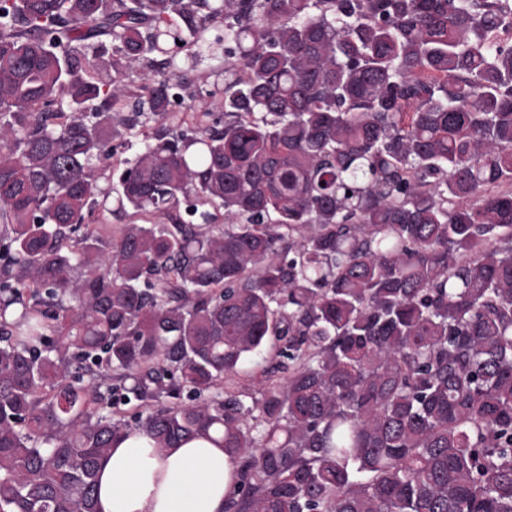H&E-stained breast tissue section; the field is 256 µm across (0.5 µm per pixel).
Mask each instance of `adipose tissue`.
<instances>
[{
	"label": "adipose tissue",
	"mask_w": 512,
	"mask_h": 512,
	"mask_svg": "<svg viewBox=\"0 0 512 512\" xmlns=\"http://www.w3.org/2000/svg\"><path fill=\"white\" fill-rule=\"evenodd\" d=\"M234 470L223 446L197 437L158 451L146 434L113 442L97 475L98 512H224Z\"/></svg>",
	"instance_id": "obj_1"
}]
</instances>
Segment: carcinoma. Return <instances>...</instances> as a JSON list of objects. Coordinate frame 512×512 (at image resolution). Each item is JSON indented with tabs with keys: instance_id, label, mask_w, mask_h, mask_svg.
Returning <instances> with one entry per match:
<instances>
[{
	"instance_id": "obj_1",
	"label": "carcinoma",
	"mask_w": 512,
	"mask_h": 512,
	"mask_svg": "<svg viewBox=\"0 0 512 512\" xmlns=\"http://www.w3.org/2000/svg\"><path fill=\"white\" fill-rule=\"evenodd\" d=\"M0 223V512L132 432L221 438L224 512H512V0H0ZM214 62L206 61L202 65L203 78L198 82L199 88L203 90V93L199 96L202 97L206 101L212 100H220L224 98V79L221 76H216L212 73L211 68L214 66ZM211 91L214 92L215 98H210L206 92ZM155 124L150 122L144 127H138L136 130L129 131L124 126L116 124L113 128L112 143L117 146V153L121 157H130L141 147L143 134L152 132ZM283 360L276 356L275 350H271L248 362L235 378L238 389L252 394L255 398H260L259 391L267 375H273L272 378L279 381H284L288 376V370L277 369L279 362Z\"/></svg>"
}]
</instances>
